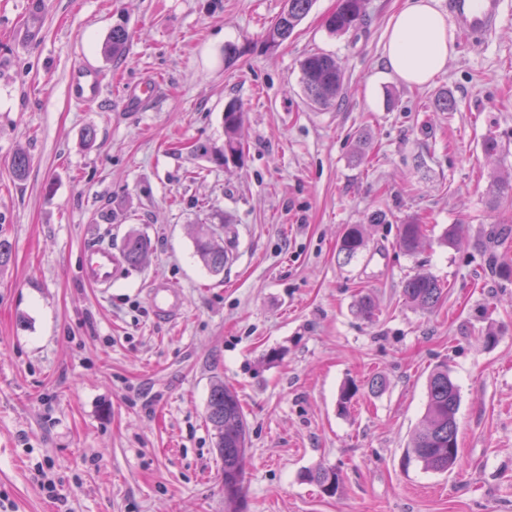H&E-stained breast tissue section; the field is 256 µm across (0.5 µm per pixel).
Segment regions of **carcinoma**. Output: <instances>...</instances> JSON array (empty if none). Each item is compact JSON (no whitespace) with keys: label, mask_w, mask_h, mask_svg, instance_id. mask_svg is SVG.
I'll return each mask as SVG.
<instances>
[{"label":"carcinoma","mask_w":512,"mask_h":512,"mask_svg":"<svg viewBox=\"0 0 512 512\" xmlns=\"http://www.w3.org/2000/svg\"><path fill=\"white\" fill-rule=\"evenodd\" d=\"M313 0H286L276 23L267 31L265 42L270 48L283 44L307 16ZM364 15V0H338L336 11L326 20V29L333 35H342L356 28ZM129 34L126 27H112L109 39L102 52L114 58L121 55ZM301 83L308 100L318 106L336 102L345 91L341 64L335 56L314 52L300 63ZM243 115L240 109L229 105L224 111V146L216 151L218 160L226 163L237 161L242 156L241 129ZM30 167V159L23 152L11 161L13 176L22 180ZM489 204L494 210L512 205V181L495 177L488 190ZM228 224H200L194 236V255L210 273L219 275L230 260L224 247V229ZM424 237V225L411 219L401 225L399 247L413 253ZM366 246V227L350 224L345 229L338 245L345 260L357 257ZM150 250L148 239L139 232H130L124 241V258L128 266L139 268ZM404 299L422 309H432L443 296V288L430 275H416L407 279L402 288ZM460 404L459 389L448 375V363L442 362L432 370L427 382V402L421 426L413 432L404 458L416 461L426 471L446 473L459 461L457 413ZM216 454L224 473V505L227 512H241L244 503L243 478L246 464L248 425L235 389L221 379L213 381L206 407ZM303 480L314 483L323 493L332 496L340 485L336 470L317 467L307 470Z\"/></svg>","instance_id":"cac0c4a2"}]
</instances>
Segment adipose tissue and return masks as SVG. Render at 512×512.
Listing matches in <instances>:
<instances>
[{
  "mask_svg": "<svg viewBox=\"0 0 512 512\" xmlns=\"http://www.w3.org/2000/svg\"><path fill=\"white\" fill-rule=\"evenodd\" d=\"M457 52L436 0H402L384 45L386 67L408 85H423L444 72Z\"/></svg>",
  "mask_w": 512,
  "mask_h": 512,
  "instance_id": "1",
  "label": "adipose tissue"
}]
</instances>
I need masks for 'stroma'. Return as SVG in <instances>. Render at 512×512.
<instances>
[{
	"label": "stroma",
	"instance_id": "stroma-1",
	"mask_svg": "<svg viewBox=\"0 0 512 512\" xmlns=\"http://www.w3.org/2000/svg\"><path fill=\"white\" fill-rule=\"evenodd\" d=\"M400 0H366L356 30L331 35L337 0H314L295 33L267 47L284 0H0V502L8 512H225L224 476L206 421L214 377L235 388L249 426L245 512H512V279L490 266L488 238L512 224L491 210V177L512 176V0L495 33L456 37L444 73L409 86L385 68ZM40 30L19 42L23 24ZM122 57L101 47L112 26ZM238 48L235 58L225 45ZM341 63L346 93L308 104L300 62ZM83 66L99 98L71 99ZM150 87L140 111L126 88ZM456 108L436 109L442 94ZM241 105L243 158L220 164L224 110ZM96 138L85 143L86 129ZM30 158L24 180L11 160ZM376 211L385 223L368 224ZM420 217L429 240L400 250ZM227 219L231 259L210 275L193 255L197 225ZM364 250L338 253L348 225ZM464 227L453 248L439 237ZM147 235L141 268L120 265L110 292L82 277L85 246L121 252ZM444 287L431 311L404 300L406 279ZM184 297L152 316L148 286ZM376 304L356 311L360 295ZM501 336L485 346L488 329ZM460 390L461 466L405 464L432 369ZM385 380L370 391V378ZM359 388L339 405L349 384ZM339 472L336 495L303 481ZM46 471L51 499L36 480ZM424 237V225L417 219H411L406 224H401L399 235V247L406 253H413L419 247ZM366 225L351 224L345 229L338 245L339 254H343L346 261H351L362 252L366 246Z\"/></svg>",
	"mask_w": 512,
	"mask_h": 512
}]
</instances>
